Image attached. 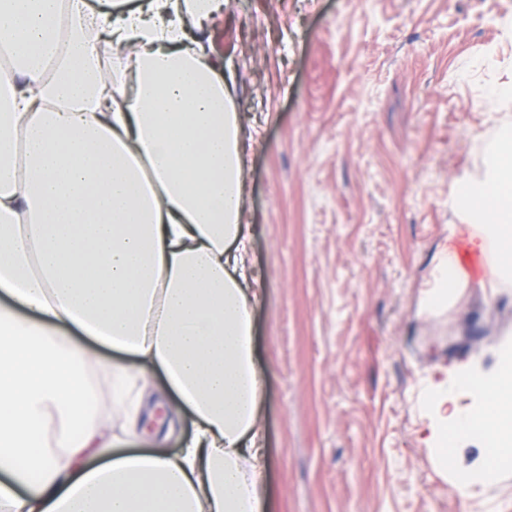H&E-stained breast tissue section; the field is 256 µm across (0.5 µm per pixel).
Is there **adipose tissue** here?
Listing matches in <instances>:
<instances>
[{
  "label": "adipose tissue",
  "instance_id": "1",
  "mask_svg": "<svg viewBox=\"0 0 512 512\" xmlns=\"http://www.w3.org/2000/svg\"><path fill=\"white\" fill-rule=\"evenodd\" d=\"M223 12L224 0H142L112 14L87 0H0V289L53 319L0 306V512H269L242 118L220 62L189 36ZM102 41L115 50L108 68ZM454 205L481 226L474 248L502 247L512 279V121ZM463 285L446 256L428 308ZM69 325L138 360L114 368L128 435L139 423L131 391L163 374L195 419L178 453L88 464L105 445L89 425V351L61 335ZM421 404L423 443L453 487L498 478L493 458L512 456L511 366L457 364ZM452 434L492 442L490 458L458 469Z\"/></svg>",
  "mask_w": 512,
  "mask_h": 512
}]
</instances>
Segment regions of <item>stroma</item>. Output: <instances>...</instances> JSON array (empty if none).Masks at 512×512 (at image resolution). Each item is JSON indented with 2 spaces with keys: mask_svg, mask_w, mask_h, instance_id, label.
<instances>
[{
  "mask_svg": "<svg viewBox=\"0 0 512 512\" xmlns=\"http://www.w3.org/2000/svg\"><path fill=\"white\" fill-rule=\"evenodd\" d=\"M207 38L244 126V221L260 300L262 474L270 512H512V468L461 494L426 451L421 393L512 344V284L496 263L439 311L425 292L443 253L476 232L453 204L512 121V0H229ZM89 367L103 441L123 437L110 368ZM142 445L178 451L192 417L161 374Z\"/></svg>",
  "mask_w": 512,
  "mask_h": 512,
  "instance_id": "1",
  "label": "stroma"
}]
</instances>
